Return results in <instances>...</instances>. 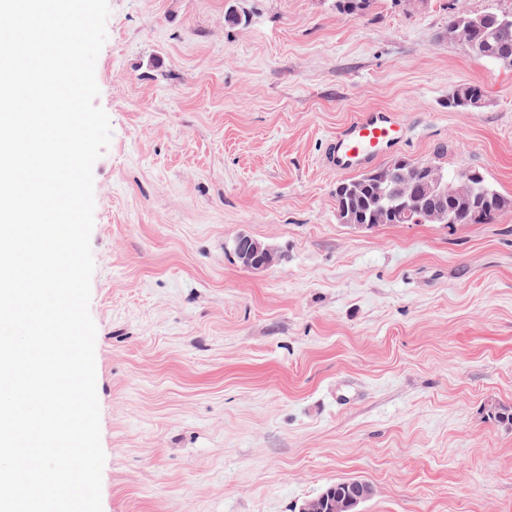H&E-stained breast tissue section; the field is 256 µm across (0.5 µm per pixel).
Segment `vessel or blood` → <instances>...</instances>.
I'll return each instance as SVG.
<instances>
[{
    "instance_id": "b4317fda",
    "label": "vessel or blood",
    "mask_w": 512,
    "mask_h": 512,
    "mask_svg": "<svg viewBox=\"0 0 512 512\" xmlns=\"http://www.w3.org/2000/svg\"><path fill=\"white\" fill-rule=\"evenodd\" d=\"M406 133V125L392 111L363 113L330 140L324 161L339 173L371 166L386 149L401 144Z\"/></svg>"
}]
</instances>
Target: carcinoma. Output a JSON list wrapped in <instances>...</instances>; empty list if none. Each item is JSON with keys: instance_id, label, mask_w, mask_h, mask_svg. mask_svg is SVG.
Wrapping results in <instances>:
<instances>
[{"instance_id": "obj_1", "label": "carcinoma", "mask_w": 512, "mask_h": 512, "mask_svg": "<svg viewBox=\"0 0 512 512\" xmlns=\"http://www.w3.org/2000/svg\"><path fill=\"white\" fill-rule=\"evenodd\" d=\"M372 0H336V8L349 17L363 15ZM463 35L465 47L474 56L512 67V57L500 52L504 45L512 52V10L489 8L481 12H458L448 18V36ZM484 94L476 84L458 86L448 98V107L471 110L480 107ZM448 176L437 162H414L397 159L362 173L354 178L336 182L334 198L338 220L343 224H413L421 217L424 202L416 203L409 214L381 220V210H401L409 203L406 189L422 182L427 169ZM472 179L464 195L459 224H488L498 212L512 205V200L497 191L485 173L471 170Z\"/></svg>"}]
</instances>
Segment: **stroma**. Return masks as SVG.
I'll use <instances>...</instances> for the list:
<instances>
[{"instance_id": "obj_1", "label": "stroma", "mask_w": 512, "mask_h": 512, "mask_svg": "<svg viewBox=\"0 0 512 512\" xmlns=\"http://www.w3.org/2000/svg\"><path fill=\"white\" fill-rule=\"evenodd\" d=\"M96 103L103 512H512V208L488 224L340 223L329 139L392 109L386 160L512 198V68L444 34L512 0H109ZM477 84L484 104L452 110ZM281 263L245 269L240 235ZM484 94L479 85L464 84L458 86L451 97L448 98V107L460 110H471L479 108ZM478 102H481L478 104ZM345 482H336L328 486L321 494H327L333 491L335 495H341L345 491ZM374 493L373 487L369 483L351 482L346 488V494L337 497L333 502H328L325 495H321L318 499H310L305 501L299 508V512H319L321 507L328 508V512H342L349 507L360 504L369 499Z\"/></svg>"}]
</instances>
